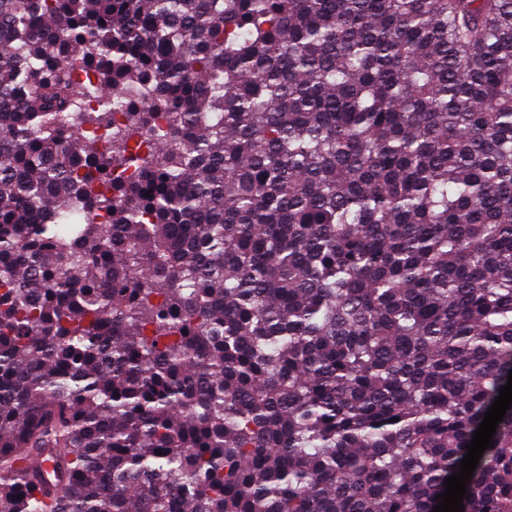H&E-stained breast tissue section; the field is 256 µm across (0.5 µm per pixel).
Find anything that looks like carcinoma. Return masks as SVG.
Returning <instances> with one entry per match:
<instances>
[{
	"label": "carcinoma",
	"instance_id": "1",
	"mask_svg": "<svg viewBox=\"0 0 512 512\" xmlns=\"http://www.w3.org/2000/svg\"><path fill=\"white\" fill-rule=\"evenodd\" d=\"M511 371L512 0H0V512H434Z\"/></svg>",
	"mask_w": 512,
	"mask_h": 512
}]
</instances>
